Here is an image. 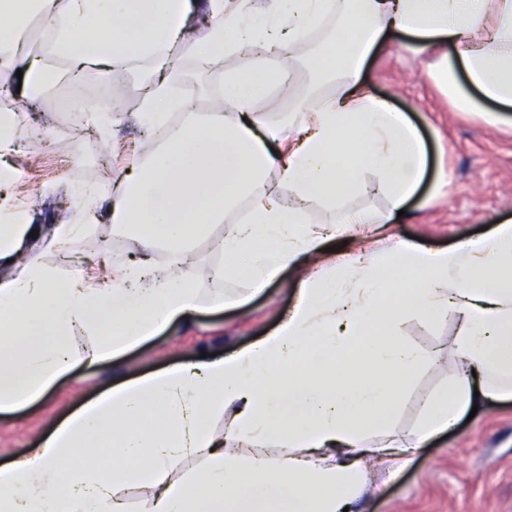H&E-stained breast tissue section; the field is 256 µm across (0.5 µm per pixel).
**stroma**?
<instances>
[{
    "instance_id": "35a3bbf8",
    "label": "stroma",
    "mask_w": 512,
    "mask_h": 512,
    "mask_svg": "<svg viewBox=\"0 0 512 512\" xmlns=\"http://www.w3.org/2000/svg\"><path fill=\"white\" fill-rule=\"evenodd\" d=\"M170 86L193 91L189 113L214 111V72L199 70L190 51L178 53ZM432 57L415 53L405 38L387 36L365 67L372 91L405 112L428 148L425 179L406 205L403 217L391 224L369 228L373 245L387 249L397 241L421 238L425 245L450 248L476 237L483 227L512 221V112L502 124H493L479 112L457 111L430 79ZM150 66L136 61L111 77L116 96L125 106L118 111L116 138L98 136V157L84 158L74 170V151L87 138L85 132L54 121L43 130L35 114L24 115L19 144L10 160L20 180L15 202L36 206L38 223L57 224L74 215L80 203L63 197L68 183L96 181L103 167L122 172L128 154L147 155L158 140L131 122L142 101L134 90ZM296 271H285L265 288L245 292L235 281H225L226 308L187 316L161 331L116 361L79 370L54 387L47 398L11 414H0V463L25 454L37 439L74 410L112 385L149 375L200 354L223 356L271 335L296 301ZM453 319L430 322L408 320V342L427 350L428 365L413 380L392 417V434L407 438L415 433L424 414V396L444 392L455 362ZM367 487L358 512H512V397L478 407L471 420H459L434 435L407 464L380 459L369 464Z\"/></svg>"
}]
</instances>
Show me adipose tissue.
<instances>
[{"instance_id":"adipose-tissue-1","label":"adipose tissue","mask_w":512,"mask_h":512,"mask_svg":"<svg viewBox=\"0 0 512 512\" xmlns=\"http://www.w3.org/2000/svg\"><path fill=\"white\" fill-rule=\"evenodd\" d=\"M329 16L324 44L309 51ZM36 18L47 42L27 50ZM389 32L439 53L434 78L458 110L482 101L512 112V0H205L195 9L188 0H0V72L21 73L31 102L56 62L105 78L148 60L139 117L157 125L188 107L166 92L176 65L167 49L182 43L210 68L262 43L303 59L315 79L300 94L280 68L225 70L219 108L169 128L123 186L107 174L65 187L82 201L80 223L37 225L31 210L0 200V414L189 314L224 308L225 281L252 289L304 262L318 269L271 336L121 382L0 465V512H127L133 486L146 492L141 512H343L365 491L370 449L408 453L476 398L512 396L511 223L448 249L399 242L351 257L327 248L360 225L391 223L426 175L418 129L365 85V63ZM275 85L293 104L291 122L264 108ZM368 190L383 191L388 210H346ZM103 220L123 228L126 260L100 258L96 276L57 262L98 240ZM217 224L223 232L211 236ZM206 235L224 261L199 286L184 263ZM39 241L43 254L32 256ZM448 316L459 325L452 386L428 398L412 438L369 447L368 432L390 427L429 358L407 342V320ZM261 441L289 453L257 456ZM190 455L204 468L178 476Z\"/></svg>"}]
</instances>
